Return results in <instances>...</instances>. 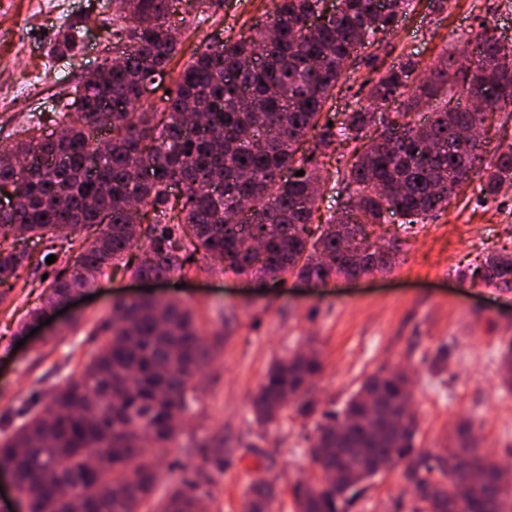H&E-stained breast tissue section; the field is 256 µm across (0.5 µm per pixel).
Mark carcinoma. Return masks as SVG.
Here are the masks:
<instances>
[{
  "label": "carcinoma",
  "instance_id": "carcinoma-1",
  "mask_svg": "<svg viewBox=\"0 0 512 512\" xmlns=\"http://www.w3.org/2000/svg\"><path fill=\"white\" fill-rule=\"evenodd\" d=\"M271 2L273 38L258 29L206 48L168 93L145 103L146 85L169 75L181 44L171 21L174 0H122L112 37L123 50L75 86L82 111L62 113L55 137L26 129L0 166V187L15 197L0 211L1 301L22 270L46 263H32L15 243L1 245L20 235L69 232L68 243H79L78 264L100 277L110 268L138 278L181 276L202 251L221 256L226 272L278 288L290 275L317 283L331 274L387 270L397 248L370 244L366 226L391 214L409 231L448 208L481 158L482 140L460 132L483 125L487 112H512V44L483 35L469 64L443 55L431 79L412 88L417 61L376 69L360 85L369 104L330 127V101L354 52L374 46L414 10V0H385L384 12L375 0H339L329 15L323 0ZM312 19L317 25L309 31ZM456 88L484 96V111L448 100ZM396 101V138L368 135L374 109ZM423 109L433 112L429 123L407 121ZM350 141L362 147L354 161L336 160V185L354 203L314 237L308 224L325 183L320 158ZM511 181L512 145L495 154L478 189L493 198ZM474 273L512 290L509 254L486 255ZM89 287L86 276L65 266L47 286V306ZM93 334L104 342L79 374L47 400L32 393L16 412L20 423L0 436V465L13 471L17 497L30 512H205L211 493L183 478L170 479L150 507L159 470L147 458V449L174 439L173 423L193 406L211 356L194 312L175 301L131 298L116 303ZM322 368L315 352L274 361L252 398L254 421L266 428L290 407L314 415L311 383ZM499 372L512 391V337L502 341ZM411 398L403 370L366 377L341 424L318 425L309 452L314 460L324 455L316 464L320 478L294 486V512H340L382 461L401 469L414 492L412 512H512V486L492 469L476 462L455 472L443 454L415 446ZM475 448L469 425L459 423L450 449ZM277 498L273 483L255 480L246 512H270Z\"/></svg>",
  "mask_w": 512,
  "mask_h": 512
}]
</instances>
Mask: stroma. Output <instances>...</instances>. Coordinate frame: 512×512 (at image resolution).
<instances>
[{"instance_id": "obj_1", "label": "stroma", "mask_w": 512, "mask_h": 512, "mask_svg": "<svg viewBox=\"0 0 512 512\" xmlns=\"http://www.w3.org/2000/svg\"><path fill=\"white\" fill-rule=\"evenodd\" d=\"M271 9L270 0H206L202 14L184 17L172 69H181L193 52L270 24ZM116 12L115 0H0V142L11 143L36 116L43 136L58 133L56 114L75 86L117 52L102 30ZM75 27L77 46L61 50ZM484 32L512 42V0H418L386 35L377 62L362 51L344 71L347 89L334 111L353 107L371 67L412 57L420 62L410 77L415 83L440 52H461ZM369 233L380 244L399 242L391 271L356 281L332 278L317 287L291 276L281 287L265 288L221 273L219 262L200 256L196 270L183 276V288L171 280L154 285L153 296L194 310L216 351L173 441L148 456L162 472L211 491L209 512H242L246 489L259 476L280 491L272 512H292L293 486L314 475L309 442L317 417L289 409L278 424L261 428L251 404L272 361L303 348L316 350L323 363L311 389L320 410H341L378 369H402L411 380L417 447L440 452L466 420L482 452L512 465V392L500 386L498 359L502 337L512 336V291L466 275L476 257L512 254V186L484 204L465 190L410 231L394 215ZM45 287L41 272L25 270L0 303V427L31 391L50 393L77 375L102 342L92 333L95 323L111 314L115 299L143 292L127 273L97 278L90 299L74 296L72 311L82 321L58 344L60 315L38 332L29 330V313L43 308ZM413 505L400 469L389 466L362 484L343 510L412 512Z\"/></svg>"}]
</instances>
